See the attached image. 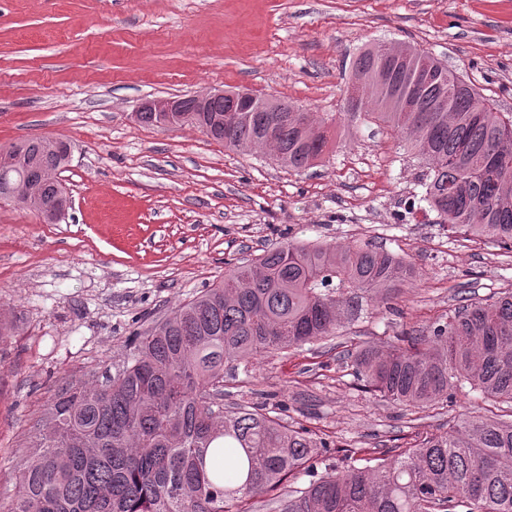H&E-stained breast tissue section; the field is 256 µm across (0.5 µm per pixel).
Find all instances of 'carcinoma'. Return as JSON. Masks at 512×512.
Here are the masks:
<instances>
[{
    "label": "carcinoma",
    "instance_id": "cac0c4a2",
    "mask_svg": "<svg viewBox=\"0 0 512 512\" xmlns=\"http://www.w3.org/2000/svg\"><path fill=\"white\" fill-rule=\"evenodd\" d=\"M447 69L411 45L388 75L375 48L351 63L365 78L341 115L248 112L226 128L211 112L186 125L224 146H270L281 165L304 171L322 159L330 129L345 117L374 118L427 162L423 200L455 234L512 251V113L473 85L437 78ZM420 85L421 111H405ZM441 106V111L431 108ZM279 135L266 136L270 118ZM65 151L35 137L0 151V177L22 172L41 197H57L51 173ZM412 269L368 243L282 242L136 331L121 366L57 386L30 428L35 457H22L10 512H250L252 499L304 472L278 512H512V418L472 416L364 467L336 469L330 444L304 427L244 404H224V370L337 335L359 301L386 300ZM363 387L424 409L470 386L512 404V291L448 310L408 349L364 347L349 355Z\"/></svg>",
    "mask_w": 512,
    "mask_h": 512
}]
</instances>
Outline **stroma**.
Returning a JSON list of instances; mask_svg holds the SVG:
<instances>
[{
  "label": "stroma",
  "mask_w": 512,
  "mask_h": 512,
  "mask_svg": "<svg viewBox=\"0 0 512 512\" xmlns=\"http://www.w3.org/2000/svg\"><path fill=\"white\" fill-rule=\"evenodd\" d=\"M408 42L512 112V0H0V148L71 145L60 178L72 206L43 224L0 202V512L56 386L112 371L146 329L224 276L226 263L288 241L372 242L416 271L389 307H365L336 336L226 374L224 400L276 410L333 444L406 448L501 404L463 389L423 411L368 392L347 361L407 347L449 309L512 289V256L462 239L421 197L427 168L385 124L339 122L304 172L240 153L192 127L139 123L138 103L213 88L314 112L342 111L350 62Z\"/></svg>",
  "instance_id": "35a3bbf8"
}]
</instances>
